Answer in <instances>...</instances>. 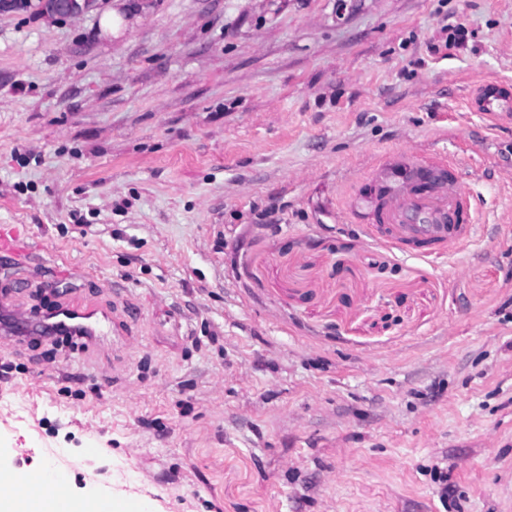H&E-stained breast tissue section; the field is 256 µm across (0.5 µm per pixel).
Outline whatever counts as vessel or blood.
<instances>
[{
    "mask_svg": "<svg viewBox=\"0 0 512 512\" xmlns=\"http://www.w3.org/2000/svg\"><path fill=\"white\" fill-rule=\"evenodd\" d=\"M353 215L365 217L369 235L396 245L435 253L442 248H462L472 242L478 226L471 216L469 193L454 176V164L443 157L428 161L413 151L377 161L348 203ZM0 254L26 265L31 247L17 232H0ZM108 319L91 308L63 305L30 322L24 313H13L0 336L17 337L30 325L51 328L64 334L106 341ZM45 479L42 471L18 477L14 493L27 512H37L35 490Z\"/></svg>",
    "mask_w": 512,
    "mask_h": 512,
    "instance_id": "vessel-or-blood-1",
    "label": "vessel or blood"
}]
</instances>
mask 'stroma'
<instances>
[{"mask_svg": "<svg viewBox=\"0 0 512 512\" xmlns=\"http://www.w3.org/2000/svg\"><path fill=\"white\" fill-rule=\"evenodd\" d=\"M121 19L112 22V10ZM462 29L448 45L450 27ZM512 0H97L0 12V466L147 512H512ZM404 149L481 229L380 244L346 202ZM449 497H441L443 485ZM96 0H42V13L52 16L76 17L93 8ZM0 253L15 261L18 266H24L31 259L32 248L15 231H0ZM108 319L92 308H84L77 305H62L50 310L37 322L40 329L51 328L63 334L74 336H88L100 343L107 340L106 328ZM66 335L68 339L73 336Z\"/></svg>", "mask_w": 512, "mask_h": 512, "instance_id": "35a3bbf8", "label": "stroma"}]
</instances>
